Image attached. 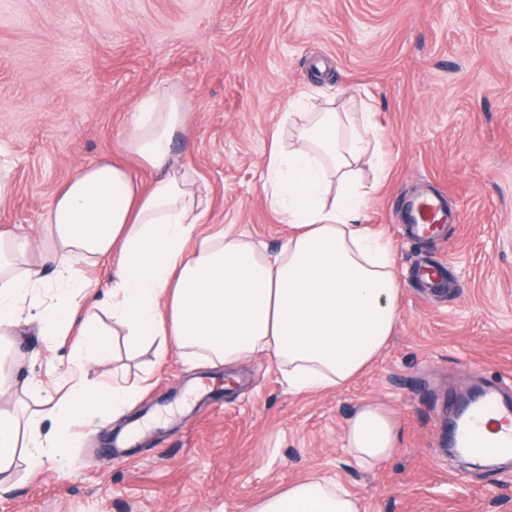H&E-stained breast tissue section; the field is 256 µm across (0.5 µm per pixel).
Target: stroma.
<instances>
[{"label": "stroma", "mask_w": 512, "mask_h": 512, "mask_svg": "<svg viewBox=\"0 0 512 512\" xmlns=\"http://www.w3.org/2000/svg\"><path fill=\"white\" fill-rule=\"evenodd\" d=\"M366 99L386 168L367 222L391 242L402 317L350 386L289 391L259 356L232 366L114 339L102 384L148 381L106 425L75 422L64 460L0 475V512H249L317 473L364 512H512V462L462 465L448 419L489 383L512 395V0H0V232L40 239L53 196L117 153L137 101L177 92L174 143L210 199L204 231L279 251L289 227L263 190L272 133L296 91ZM442 195L457 222L401 235L408 198ZM76 331L0 337V408L35 417L78 373ZM385 405L400 444L360 467L344 446L357 405Z\"/></svg>", "instance_id": "35a3bbf8"}]
</instances>
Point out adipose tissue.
Segmentation results:
<instances>
[{
	"label": "adipose tissue",
	"mask_w": 512,
	"mask_h": 512,
	"mask_svg": "<svg viewBox=\"0 0 512 512\" xmlns=\"http://www.w3.org/2000/svg\"><path fill=\"white\" fill-rule=\"evenodd\" d=\"M305 120L294 126L299 146L273 149L263 190L290 227L271 258L241 235L205 234L200 226L209 198L172 152L185 127L174 92L144 98L131 115L132 131L120 149L128 163L99 159L82 166L52 198L42 219L39 247L19 235L0 234V332L15 327L35 289L53 296L40 313L48 337L67 330L92 284L75 263H111L112 319L135 353L174 342L214 363L262 355L287 370L294 393L340 389L372 366L388 348L400 317L401 283L389 242L363 222L368 192L359 164L375 160L369 112L355 117L302 90L291 103ZM151 172L141 182L135 168ZM53 264V283L43 276ZM88 314L75 366L110 360L113 344ZM132 391L93 388L76 380L43 413L47 437L22 433L18 418L0 410V472L18 452L30 467L46 448L65 457V436L75 419L113 416ZM399 424L383 406L361 404L345 426V446L360 466L388 460L399 443ZM251 512H363L340 484L313 474L257 502Z\"/></svg>",
	"instance_id": "1"
}]
</instances>
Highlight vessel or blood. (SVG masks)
<instances>
[{
	"instance_id": "b4317fda",
	"label": "vessel or blood",
	"mask_w": 512,
	"mask_h": 512,
	"mask_svg": "<svg viewBox=\"0 0 512 512\" xmlns=\"http://www.w3.org/2000/svg\"><path fill=\"white\" fill-rule=\"evenodd\" d=\"M407 220L415 236L431 235L434 227L448 223V211L431 196L414 199ZM456 447L481 455L512 453V409L506 408L495 392L479 397L464 413L462 423L452 427Z\"/></svg>"
}]
</instances>
